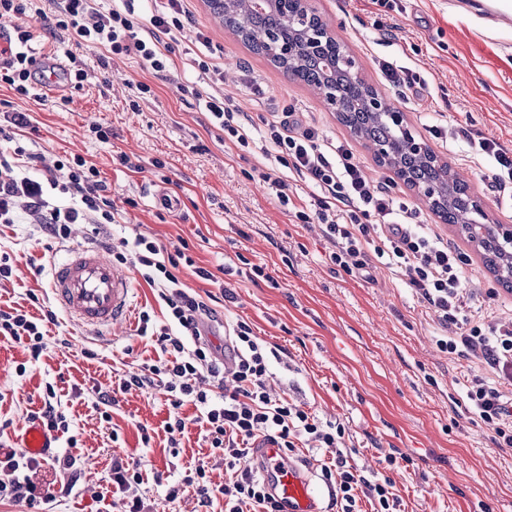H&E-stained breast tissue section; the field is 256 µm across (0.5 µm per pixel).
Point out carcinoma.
Wrapping results in <instances>:
<instances>
[{"instance_id":"1","label":"carcinoma","mask_w":512,"mask_h":512,"mask_svg":"<svg viewBox=\"0 0 512 512\" xmlns=\"http://www.w3.org/2000/svg\"><path fill=\"white\" fill-rule=\"evenodd\" d=\"M236 13L246 23L250 38L246 44L258 55H267V47L261 41L262 36L270 31L285 29L284 18L277 9L262 6L261 0H236ZM354 59L346 47L334 50L322 49L316 52L302 51L296 69L291 77L302 82L315 92L321 91L327 80L336 84V90L350 106L346 114L345 125L353 128L358 139L365 144H378L382 141L402 142L401 132L390 123L368 112L361 104L359 87L349 78ZM402 176L413 185L423 184L440 176V170L434 168L421 157L407 152L398 158ZM455 203L448 206V223L454 226L466 224L469 216L465 212L463 199L469 193L465 182L454 184Z\"/></svg>"}]
</instances>
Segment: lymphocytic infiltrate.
Wrapping results in <instances>:
<instances>
[{
    "label": "lymphocytic infiltrate",
    "mask_w": 512,
    "mask_h": 512,
    "mask_svg": "<svg viewBox=\"0 0 512 512\" xmlns=\"http://www.w3.org/2000/svg\"><path fill=\"white\" fill-rule=\"evenodd\" d=\"M38 0H0V16L18 20L8 38L9 59L0 65V85L17 95L29 96L34 71L29 53L32 34L27 18L41 15ZM135 0H122L121 7L101 13L92 0H57L49 19L50 35L74 33L83 41L109 48L112 53L136 56L154 72L167 69L170 41L184 27V0H166L153 14L148 29L135 20ZM206 108L225 137L240 147L250 145L251 132L229 98L210 96ZM267 160L273 161L319 189L317 196L295 204L283 181L264 174L273 182L280 204L299 223L320 224L333 250L331 263L352 276L367 273L372 263L386 265L401 274L417 298L436 315L442 330L437 346L448 354L476 358L484 374L474 376L464 395L467 411L476 414L494 432L499 448L512 447V409L502 400L501 386H512V317L472 311L475 292L464 275L466 253L441 236L424 232L415 224V212L395 201L387 188L372 184L352 149L344 144L322 145L317 126L301 120L298 113H273L262 135ZM39 153L16 146L12 155L0 154V224H29L36 232L64 241L74 224L92 225L94 232L115 223L112 202L100 170L82 156L69 161L66 181L47 177L40 182L19 176L20 163L37 165ZM114 265L135 268L151 286L166 310L165 323H155L150 312L140 311L137 332L149 337L161 358L155 364L129 369L116 387L95 390L96 405L102 406L104 421H111L110 407L119 395L164 387L175 415L165 424L169 435L183 433L185 418L177 410L193 404L203 439L209 446L207 461L199 463L180 481L169 483L166 496L177 500L185 488H193L199 512H211L215 501H223L224 512H282L280 503L267 490L265 476L249 461L257 439L277 444L284 453L312 441L319 457V477L332 496L336 512H359L358 502L367 499L370 512H402V501L394 492L389 472L395 456H385V471L362 475L351 465L353 455L345 441L343 424L325 421L287 398L271 397L268 350L251 325L240 320L232 327L227 348L214 346L205 331L216 321L217 312L193 289L183 287L179 267L193 268L204 280L213 273L196 265L188 242H181L167 258H160L157 243L139 235L134 240L109 243ZM57 315L45 310L33 316L19 308L0 309V335L25 344L32 358L47 348V324ZM29 422L49 433L66 434L70 453L32 456L24 450L0 448V501L26 503L30 512H55L62 501L84 488L80 455L74 454L77 436L70 433V420L62 408L54 385H46L39 410L27 412ZM223 464L229 475L225 484L212 483L210 463ZM51 471L47 482L37 479ZM142 464L113 458L112 465L95 491V498L119 491L117 512H144Z\"/></svg>",
    "instance_id": "obj_1"
}]
</instances>
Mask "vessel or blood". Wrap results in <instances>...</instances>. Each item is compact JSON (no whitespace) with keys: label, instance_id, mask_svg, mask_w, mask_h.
<instances>
[{"label":"vessel or blood","instance_id":"vessel-or-blood-1","mask_svg":"<svg viewBox=\"0 0 512 512\" xmlns=\"http://www.w3.org/2000/svg\"><path fill=\"white\" fill-rule=\"evenodd\" d=\"M485 15L501 30L512 29V0H491ZM56 300L84 327L112 326L126 320L130 311L128 274L94 248L74 250L64 263L54 266L51 283ZM21 447L34 455L49 454L55 439L39 426H27ZM252 461L271 473L269 489L283 512H323L308 466L287 457L277 445L256 441Z\"/></svg>","mask_w":512,"mask_h":512}]
</instances>
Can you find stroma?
<instances>
[{"instance_id":"obj_1","label":"stroma","mask_w":512,"mask_h":512,"mask_svg":"<svg viewBox=\"0 0 512 512\" xmlns=\"http://www.w3.org/2000/svg\"><path fill=\"white\" fill-rule=\"evenodd\" d=\"M311 4L365 80L405 113L413 133L485 200L492 217L512 219V192L489 179L494 159L468 157L466 140L447 148L434 136L463 127L512 149V31L492 28L465 8L449 7L448 0H404L401 12L386 16L371 0ZM186 7L189 20L172 41L168 70L160 75L137 57L65 33L50 38L40 18L30 19L34 57L45 62L74 55L88 80L61 94L37 86L24 99L0 88V101L10 110L32 116L19 143L50 162L78 154L96 164L119 212L109 228L113 239L141 233L166 254L187 241L197 265L215 274L206 281L189 267L178 272L185 287L217 312L211 342L223 345L229 327L248 322L278 350L274 394L348 427L356 448L351 463L362 473L378 470L385 454L408 456L410 465L392 473L404 512H512V447H496L490 427L453 404L481 366L437 348L441 329L402 276L380 265L365 280L332 264L319 226L292 223L272 189L254 178V168L264 162L260 144L244 151L226 142L209 119L207 96L230 97L257 128L273 112L307 113L326 143L350 142L369 179L406 201L419 224L452 244L453 226L439 223L421 199L395 182L314 92L226 29L206 0H187ZM201 33L207 43L198 42ZM200 59L218 64L221 80L200 73ZM385 59L424 79L425 96L402 100L381 76L378 64ZM140 82L148 85L147 93L137 92ZM95 124L109 130L108 141L96 138ZM123 154L139 171L121 164ZM158 187L168 190L172 208L155 204L151 193ZM131 198L136 207L128 206ZM94 243L86 224L74 225L60 243L33 235L25 224H0V253H9L15 269L12 280L0 285V306L37 314L27 292L50 295L52 265L74 247ZM254 265L264 267L266 278L250 279ZM228 290L233 299L225 298ZM57 317L48 334L67 338L69 345L50 347L39 361H31L23 344L0 336V416L15 423L9 440L20 436L26 410L40 408L39 393L50 383L80 433L74 449L83 459L86 485H97L116 453L142 461L150 477H183L207 457L191 405L181 409L190 423L179 455L171 456L163 389L120 396L111 423L100 421L92 389L111 388L129 365L158 359L136 325L90 330L65 311ZM77 387L82 397L74 396ZM113 427L121 435L117 450L108 438ZM145 433L151 437L146 444Z\"/></svg>"}]
</instances>
